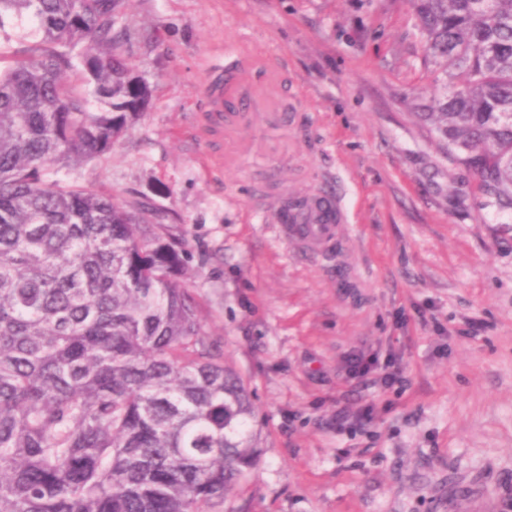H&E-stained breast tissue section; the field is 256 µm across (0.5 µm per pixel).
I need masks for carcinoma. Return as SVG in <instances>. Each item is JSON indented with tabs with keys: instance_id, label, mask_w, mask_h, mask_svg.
<instances>
[{
	"instance_id": "1",
	"label": "carcinoma",
	"mask_w": 512,
	"mask_h": 512,
	"mask_svg": "<svg viewBox=\"0 0 512 512\" xmlns=\"http://www.w3.org/2000/svg\"><path fill=\"white\" fill-rule=\"evenodd\" d=\"M127 2L0 0V37L25 20L40 35L0 68V512H205L257 461L250 395L205 339L171 235L145 205L50 177L148 107ZM414 5L446 74L426 116L511 210L512 0Z\"/></svg>"
}]
</instances>
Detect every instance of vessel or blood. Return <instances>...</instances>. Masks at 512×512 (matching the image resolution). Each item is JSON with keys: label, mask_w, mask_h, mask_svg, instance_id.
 Wrapping results in <instances>:
<instances>
[{"label": "vessel or blood", "mask_w": 512, "mask_h": 512, "mask_svg": "<svg viewBox=\"0 0 512 512\" xmlns=\"http://www.w3.org/2000/svg\"><path fill=\"white\" fill-rule=\"evenodd\" d=\"M255 204L269 223L278 226L283 237L293 239L306 252L320 254L344 243L343 226L348 221L345 209L331 191L319 189L289 206L285 195L257 193Z\"/></svg>", "instance_id": "1"}]
</instances>
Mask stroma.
I'll use <instances>...</instances> for the list:
<instances>
[{
    "mask_svg": "<svg viewBox=\"0 0 512 512\" xmlns=\"http://www.w3.org/2000/svg\"><path fill=\"white\" fill-rule=\"evenodd\" d=\"M127 13L150 105L58 177L153 210L207 340L251 393L258 461L207 512H512V213L419 115L445 75L412 0H130ZM241 68L275 107L256 102L237 137L198 136L204 88ZM256 183L334 189L342 249L286 241L253 209ZM372 355L403 387L350 372Z\"/></svg>",
    "mask_w": 512,
    "mask_h": 512,
    "instance_id": "1",
    "label": "stroma"
}]
</instances>
